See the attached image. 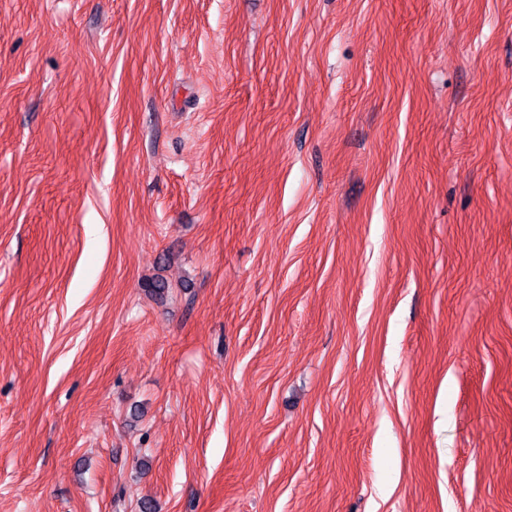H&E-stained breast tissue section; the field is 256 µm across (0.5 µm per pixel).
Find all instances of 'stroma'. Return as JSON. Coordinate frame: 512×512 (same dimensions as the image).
I'll list each match as a JSON object with an SVG mask.
<instances>
[{
	"label": "stroma",
	"instance_id": "1",
	"mask_svg": "<svg viewBox=\"0 0 512 512\" xmlns=\"http://www.w3.org/2000/svg\"><path fill=\"white\" fill-rule=\"evenodd\" d=\"M147 500L512 512V0H0V512Z\"/></svg>",
	"mask_w": 512,
	"mask_h": 512
}]
</instances>
